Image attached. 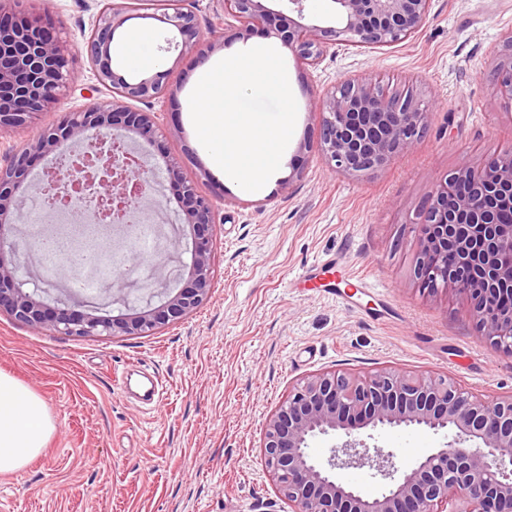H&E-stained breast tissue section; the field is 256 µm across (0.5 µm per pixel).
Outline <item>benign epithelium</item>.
<instances>
[{"instance_id": "7a95c632", "label": "benign epithelium", "mask_w": 512, "mask_h": 512, "mask_svg": "<svg viewBox=\"0 0 512 512\" xmlns=\"http://www.w3.org/2000/svg\"><path fill=\"white\" fill-rule=\"evenodd\" d=\"M198 0H167L152 18L182 37L180 53L197 51L204 62L212 45L201 35ZM304 0H290L298 19L282 26L265 0H223L224 15L237 23L238 36L280 40L306 65L319 64L341 36L377 47L402 43L425 23L431 0H332L334 24L306 20ZM131 15L106 2L92 19L84 41L98 86L112 102L70 111L58 125L0 159V313L35 332L74 336L146 335L175 324L209 298L214 228L224 223L210 198L183 178L181 166L165 157L166 180L174 187L177 217L191 230L192 261L187 281L170 284L167 258L153 259L146 281L160 286V300L130 317L102 318L29 291L20 275V245L43 257L35 244L38 231L18 224L23 199L50 189L58 200L74 203L73 212L91 225L115 224L133 233L131 203L153 190L157 175L134 144L154 142L160 133L150 103L173 94L172 68L132 78L113 67L116 31ZM500 95L512 102V43L493 69ZM77 88L55 23L37 11L5 9L0 0V130H13L55 108ZM322 114L319 143L333 171L358 175L376 171L410 151L428 122V110L412 91L390 94L370 79L343 80L317 100ZM68 142L76 160L43 169L27 180L31 168ZM459 181L469 192L448 208V193ZM512 201V146L477 167H464L439 182L422 205L416 237L414 278L429 294L448 290L468 305L480 336L499 352L512 355V309L496 308L495 299L512 293V224L500 220V199ZM455 260L448 263V243ZM93 260V248L75 249L55 265L52 286L69 290ZM421 426L454 432V442L434 448L403 471L394 454L369 448L362 431L378 427ZM339 435L326 461L308 453V439ZM470 441L479 446L465 447ZM261 452L267 472L291 512H512V396L486 399L445 375L410 374L392 367L371 375L347 371L312 374L288 389L268 415ZM368 468L391 481L377 496L341 480L336 471Z\"/></svg>"}]
</instances>
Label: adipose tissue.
Masks as SVG:
<instances>
[{
    "instance_id": "ef3b65f1",
    "label": "adipose tissue",
    "mask_w": 512,
    "mask_h": 512,
    "mask_svg": "<svg viewBox=\"0 0 512 512\" xmlns=\"http://www.w3.org/2000/svg\"><path fill=\"white\" fill-rule=\"evenodd\" d=\"M124 68L161 67L155 34L142 26L130 31L116 48ZM54 424L43 400L28 387L0 373V473L21 469L46 446Z\"/></svg>"
}]
</instances>
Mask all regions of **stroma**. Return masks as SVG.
<instances>
[{
  "label": "stroma",
  "instance_id": "35a3bbf8",
  "mask_svg": "<svg viewBox=\"0 0 512 512\" xmlns=\"http://www.w3.org/2000/svg\"><path fill=\"white\" fill-rule=\"evenodd\" d=\"M213 58L243 42L220 0H200ZM69 66L82 85L95 84L83 49L98 7L94 0H49ZM512 35V0H432L423 27L388 47L337 42L317 67L296 63L278 39L298 105L289 164L291 187L268 183L250 192L214 169L198 148L186 110L194 54L177 66L175 95L155 102L161 137L139 142L145 160L176 157L187 179L224 216L215 229L211 292L199 310L145 336L35 333L0 315V373L35 392L55 430L24 468L0 473V512H289L261 456L265 420L289 387L308 375L341 370L369 374L393 366L439 373L489 398L512 395V356L476 332L454 294L428 295L413 270L421 205L434 185L465 166L512 146V104L490 77ZM370 78L389 92L410 89L429 108L428 127L413 149L365 175L332 172L316 143L319 95L346 79ZM72 92L58 110L23 129L0 132V149L22 148L88 102ZM159 231L177 244L168 267L180 274L191 239L178 232L167 181ZM133 267L124 303L106 281L73 288L79 309L102 317L129 315L156 301ZM368 288L353 289L352 278ZM350 292L349 304L336 297ZM156 383L158 397L144 391ZM449 430H374L372 442L392 451L398 467L451 441Z\"/></svg>",
  "mask_w": 512,
  "mask_h": 512
}]
</instances>
